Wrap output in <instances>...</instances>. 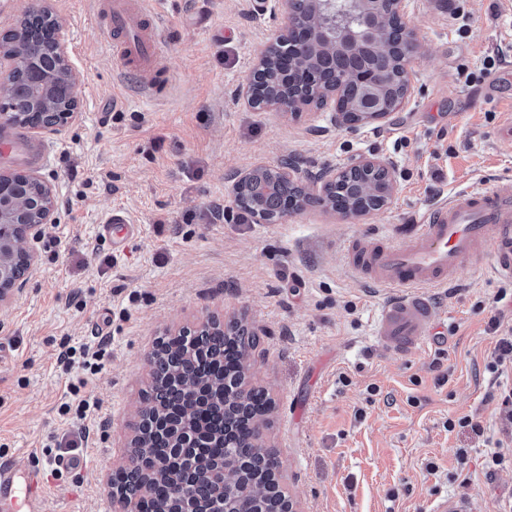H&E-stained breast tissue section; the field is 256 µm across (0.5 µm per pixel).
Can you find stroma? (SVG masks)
I'll return each instance as SVG.
<instances>
[{"mask_svg":"<svg viewBox=\"0 0 512 512\" xmlns=\"http://www.w3.org/2000/svg\"><path fill=\"white\" fill-rule=\"evenodd\" d=\"M47 4L79 77L78 108L56 131L0 127L12 146L0 173L36 174L55 193L25 293L0 305V457L41 468L47 512H112L147 356L206 316L258 334L249 381L273 400L264 441L302 512H434L446 498L470 512H512V420L499 409L512 369H487L497 334L512 333V281L489 275L483 250L455 287L432 291L445 312L434 341L384 354L374 327L387 293L346 257L356 239L403 242L453 191L512 178V151L497 136L512 111V53L483 68L498 48L512 50V10L502 0H407L420 44L409 101L349 128L326 110L257 111L237 97L284 23L278 0L261 15L254 0H145L162 9L165 64L146 90L136 73L114 71L98 0ZM463 65L471 82L458 78ZM360 155L396 165L392 199L370 215L313 206L257 224L234 200L232 172L287 157L308 171L340 169ZM115 209L140 226L118 246L100 233ZM80 346L98 353V368L75 395L83 364L58 356ZM83 399L94 408L81 419ZM464 415L485 440L449 429ZM80 430L87 467L56 470L55 439Z\"/></svg>","mask_w":512,"mask_h":512,"instance_id":"35a3bbf8","label":"stroma"}]
</instances>
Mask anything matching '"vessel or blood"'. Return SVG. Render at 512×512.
<instances>
[{
	"label": "vessel or blood",
	"instance_id": "obj_1",
	"mask_svg": "<svg viewBox=\"0 0 512 512\" xmlns=\"http://www.w3.org/2000/svg\"><path fill=\"white\" fill-rule=\"evenodd\" d=\"M102 10L124 34L123 41L112 47L116 68L153 77L163 67L155 50L158 23L136 21V0H104ZM102 231L121 243L135 233L136 226L115 211L104 220ZM487 245L492 248L490 272L511 281L512 179L453 193L448 201L428 209L402 244L377 238L352 241L347 253L353 268L392 293L377 322L380 350L405 353L423 345L431 327L443 317L429 290L451 285L461 265ZM45 494L40 470L0 458V512H46Z\"/></svg>",
	"mask_w": 512,
	"mask_h": 512
}]
</instances>
